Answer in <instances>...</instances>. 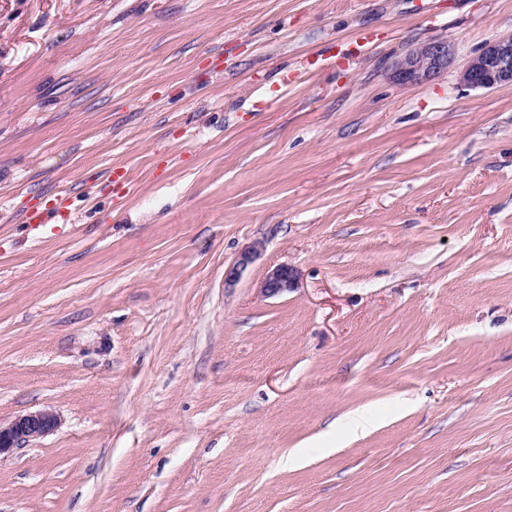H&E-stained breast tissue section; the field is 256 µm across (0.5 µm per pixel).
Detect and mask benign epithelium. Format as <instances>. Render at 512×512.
<instances>
[{
  "mask_svg": "<svg viewBox=\"0 0 512 512\" xmlns=\"http://www.w3.org/2000/svg\"><path fill=\"white\" fill-rule=\"evenodd\" d=\"M455 61L453 45L438 38L409 48L392 64V77L401 84L417 85L448 70ZM462 82L471 88L492 89L512 84V34L485 44L482 51L469 59L461 71ZM256 249L243 251L224 277V285L234 286L241 273L253 262ZM295 274L287 266L269 271L261 282L260 292L275 297L295 287ZM60 419L51 410L29 412L6 425L0 424V455L23 448L31 441L55 431Z\"/></svg>",
  "mask_w": 512,
  "mask_h": 512,
  "instance_id": "1",
  "label": "benign epithelium"
}]
</instances>
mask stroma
I'll list each match as a JSON object with an SVG mask.
<instances>
[{"label": "stroma", "instance_id": "35a3bbf8", "mask_svg": "<svg viewBox=\"0 0 512 512\" xmlns=\"http://www.w3.org/2000/svg\"><path fill=\"white\" fill-rule=\"evenodd\" d=\"M511 32L512 0H0V422L61 419L0 512H512V85L460 80ZM455 61L453 45L438 38L409 48L392 64V77L401 84L417 85L448 70ZM295 274L288 266H278L269 271L261 282L260 292L265 297H275L295 287Z\"/></svg>", "mask_w": 512, "mask_h": 512}]
</instances>
